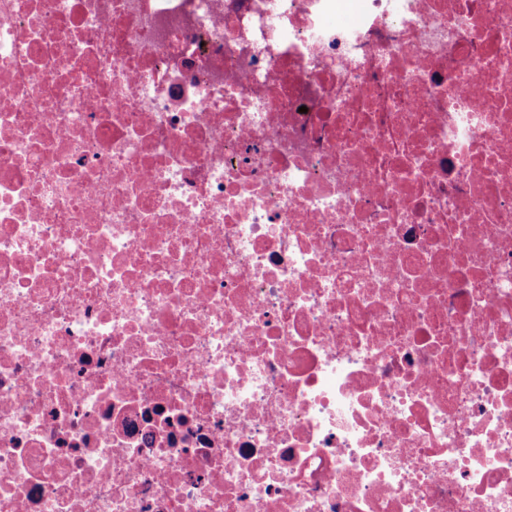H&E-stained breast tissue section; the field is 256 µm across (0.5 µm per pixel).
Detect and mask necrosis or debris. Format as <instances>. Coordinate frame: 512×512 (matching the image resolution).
<instances>
[{
  "label": "necrosis or debris",
  "instance_id": "necrosis-or-debris-1",
  "mask_svg": "<svg viewBox=\"0 0 512 512\" xmlns=\"http://www.w3.org/2000/svg\"><path fill=\"white\" fill-rule=\"evenodd\" d=\"M0 0V512H512V0Z\"/></svg>",
  "mask_w": 512,
  "mask_h": 512
}]
</instances>
